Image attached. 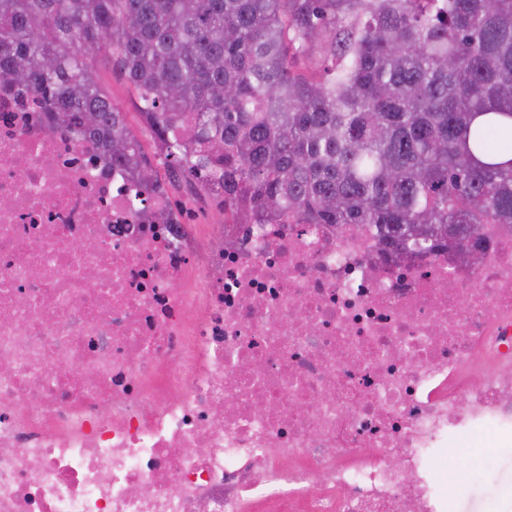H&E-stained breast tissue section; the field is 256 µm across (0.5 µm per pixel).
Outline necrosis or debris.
Wrapping results in <instances>:
<instances>
[{"label": "necrosis or debris", "instance_id": "1", "mask_svg": "<svg viewBox=\"0 0 512 512\" xmlns=\"http://www.w3.org/2000/svg\"><path fill=\"white\" fill-rule=\"evenodd\" d=\"M50 118L0 88V512H448L441 449L512 446V224L147 221Z\"/></svg>", "mask_w": 512, "mask_h": 512}]
</instances>
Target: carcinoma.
<instances>
[{
	"label": "carcinoma",
	"instance_id": "1",
	"mask_svg": "<svg viewBox=\"0 0 512 512\" xmlns=\"http://www.w3.org/2000/svg\"><path fill=\"white\" fill-rule=\"evenodd\" d=\"M127 74L169 182L243 224H374L386 250L512 224V0H0V85L158 172L88 52Z\"/></svg>",
	"mask_w": 512,
	"mask_h": 512
}]
</instances>
